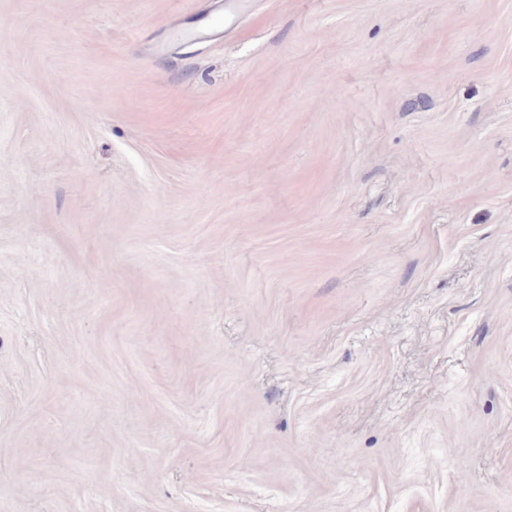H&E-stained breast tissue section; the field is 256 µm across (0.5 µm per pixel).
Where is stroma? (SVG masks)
Returning <instances> with one entry per match:
<instances>
[{
    "label": "stroma",
    "mask_w": 512,
    "mask_h": 512,
    "mask_svg": "<svg viewBox=\"0 0 512 512\" xmlns=\"http://www.w3.org/2000/svg\"><path fill=\"white\" fill-rule=\"evenodd\" d=\"M0 512H512V0H0Z\"/></svg>",
    "instance_id": "obj_1"
}]
</instances>
